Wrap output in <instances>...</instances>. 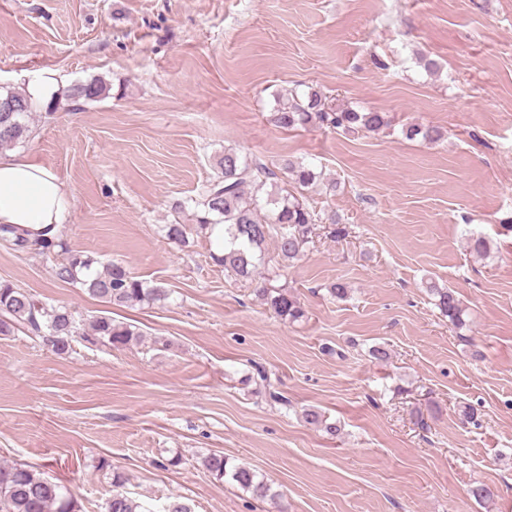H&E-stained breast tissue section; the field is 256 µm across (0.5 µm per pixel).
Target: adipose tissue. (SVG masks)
I'll return each instance as SVG.
<instances>
[{
	"mask_svg": "<svg viewBox=\"0 0 512 512\" xmlns=\"http://www.w3.org/2000/svg\"><path fill=\"white\" fill-rule=\"evenodd\" d=\"M70 189L56 174L28 157L0 152V225L50 238L67 221Z\"/></svg>",
	"mask_w": 512,
	"mask_h": 512,
	"instance_id": "ef3b65f1",
	"label": "adipose tissue"
}]
</instances>
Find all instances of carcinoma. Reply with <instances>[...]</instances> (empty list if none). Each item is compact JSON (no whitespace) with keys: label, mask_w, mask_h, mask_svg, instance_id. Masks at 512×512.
<instances>
[{"label":"carcinoma","mask_w":512,"mask_h":512,"mask_svg":"<svg viewBox=\"0 0 512 512\" xmlns=\"http://www.w3.org/2000/svg\"><path fill=\"white\" fill-rule=\"evenodd\" d=\"M109 93L108 85L99 78L62 91L49 101L46 109L55 111L70 107L77 111L81 102L97 101ZM10 102L19 111L0 114V124L11 130L0 133V151L28 142L33 134L37 105L25 92L0 86V103ZM275 126L292 130L315 126L342 128L347 131L376 132L387 125L381 112H358L329 105L316 90L300 96L291 92L279 101L272 112ZM409 139L421 138L436 143L443 138L440 128L413 124L403 130ZM215 175L203 186L197 196L175 206L178 213L188 217L177 218L162 227L164 237L174 243H188V235L206 231L218 224L224 225V254L211 255L212 260L238 281L256 284L255 297L261 304L284 321L298 322L305 317L299 299L283 286L271 284L272 278L262 272L270 266L273 257L268 242H273L276 258L290 261L303 255L312 241L317 225H330L329 235L334 239L346 236L336 214L322 215L312 209L305 193L320 188L321 174L302 162H287L284 174L293 183L281 182L279 174L264 160L248 156L234 148L224 149L215 160ZM68 231L50 241L32 236L27 230L0 225V240L17 251L55 253L54 275L57 280L80 285L88 293L108 306L135 303L164 304L170 291L159 285H148L131 275L115 262L94 269L95 259L83 251L70 249L65 241ZM430 295L440 314L455 328L466 326V309L451 288L429 284ZM23 333L37 339L59 357L70 355L74 343L82 341L95 347L120 350L141 341L139 329L110 315L83 319L66 305L51 304L36 295L0 282V336L11 337ZM304 417L311 425H320L331 436L341 428L323 424L321 414L309 409ZM200 466L218 480H229L262 499L277 505L279 495L249 467L229 464L228 458L210 453L199 460ZM126 477L119 472L112 476V490L104 503V512H152L129 497L122 487ZM0 512H82V506L73 493L57 482L42 476L31 465L0 464Z\"/></svg>","instance_id":"1"}]
</instances>
